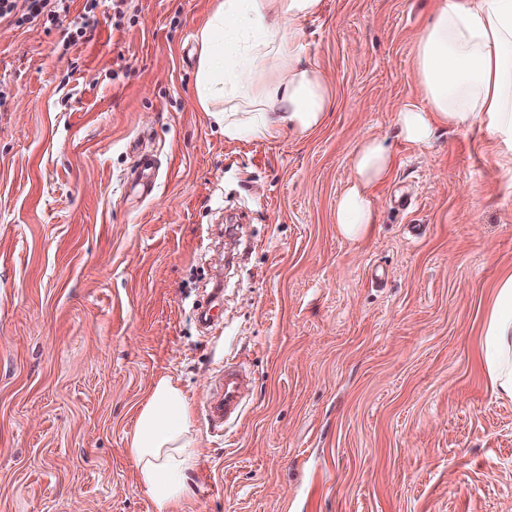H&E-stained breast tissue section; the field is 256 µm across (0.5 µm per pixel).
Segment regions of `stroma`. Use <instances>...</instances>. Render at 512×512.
Segmentation results:
<instances>
[{
  "instance_id": "stroma-1",
  "label": "stroma",
  "mask_w": 512,
  "mask_h": 512,
  "mask_svg": "<svg viewBox=\"0 0 512 512\" xmlns=\"http://www.w3.org/2000/svg\"><path fill=\"white\" fill-rule=\"evenodd\" d=\"M217 2L126 0L116 29L101 0L69 48L0 20V512H154L128 437L162 377L202 433L175 512H512V401L479 363L512 160L476 127L399 137L429 0H322L301 36L333 106L275 141L225 139L196 100ZM367 137L396 164L349 240ZM228 358L253 386L222 434L201 403Z\"/></svg>"
}]
</instances>
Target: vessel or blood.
Masks as SVG:
<instances>
[{
	"label": "vessel or blood",
	"instance_id": "b4317fda",
	"mask_svg": "<svg viewBox=\"0 0 512 512\" xmlns=\"http://www.w3.org/2000/svg\"><path fill=\"white\" fill-rule=\"evenodd\" d=\"M250 386L245 366L234 360L225 361L214 376L212 393L202 408L211 430H223L227 423L240 418Z\"/></svg>",
	"mask_w": 512,
	"mask_h": 512
}]
</instances>
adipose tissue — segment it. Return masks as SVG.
<instances>
[{
	"label": "adipose tissue",
	"mask_w": 512,
	"mask_h": 512,
	"mask_svg": "<svg viewBox=\"0 0 512 512\" xmlns=\"http://www.w3.org/2000/svg\"><path fill=\"white\" fill-rule=\"evenodd\" d=\"M322 0H221L196 34L195 95L230 140L272 141L284 131L319 129L333 104L331 84L306 55L299 29ZM414 72L424 96L396 116L400 137L421 147L441 127H478L512 154V0H433L415 43ZM395 157L384 141L363 139L354 178L336 203L340 232L354 239L374 222V190ZM480 361L495 392L512 401V275L498 285ZM200 432L177 382L158 379L130 440L139 485L155 512H171L189 492Z\"/></svg>",
	"instance_id": "ef3b65f1"
}]
</instances>
